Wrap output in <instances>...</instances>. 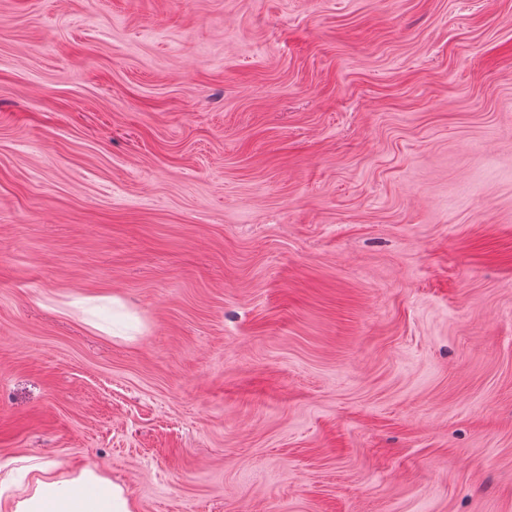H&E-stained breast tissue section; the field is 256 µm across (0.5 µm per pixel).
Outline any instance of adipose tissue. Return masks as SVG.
I'll return each instance as SVG.
<instances>
[{
  "instance_id": "1",
  "label": "adipose tissue",
  "mask_w": 512,
  "mask_h": 512,
  "mask_svg": "<svg viewBox=\"0 0 512 512\" xmlns=\"http://www.w3.org/2000/svg\"><path fill=\"white\" fill-rule=\"evenodd\" d=\"M54 461L38 464L41 476L19 494H0V512H135L128 489L91 467L61 477Z\"/></svg>"
}]
</instances>
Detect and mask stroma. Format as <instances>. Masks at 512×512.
I'll use <instances>...</instances> for the list:
<instances>
[{
    "mask_svg": "<svg viewBox=\"0 0 512 512\" xmlns=\"http://www.w3.org/2000/svg\"><path fill=\"white\" fill-rule=\"evenodd\" d=\"M137 512H512V0H0V480ZM60 463L47 461L35 468L42 473L30 487L4 497L0 482L1 512H135L128 489L92 467L57 477Z\"/></svg>",
    "mask_w": 512,
    "mask_h": 512,
    "instance_id": "obj_1",
    "label": "stroma"
}]
</instances>
